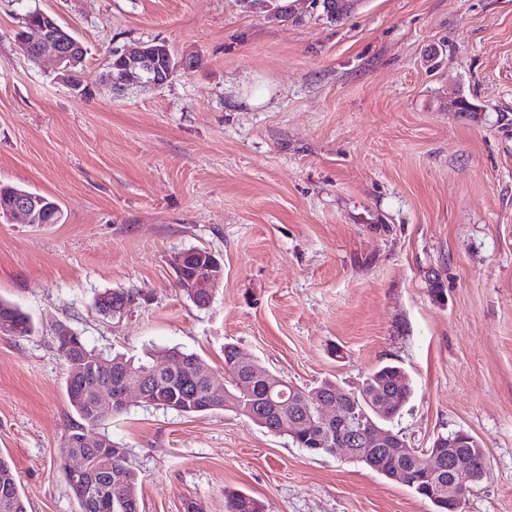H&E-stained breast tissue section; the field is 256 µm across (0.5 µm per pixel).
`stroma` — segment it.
Masks as SVG:
<instances>
[{"instance_id":"stroma-1","label":"stroma","mask_w":512,"mask_h":512,"mask_svg":"<svg viewBox=\"0 0 512 512\" xmlns=\"http://www.w3.org/2000/svg\"><path fill=\"white\" fill-rule=\"evenodd\" d=\"M27 5L87 47L82 91L21 51ZM152 40L192 68L147 91L106 82L112 49ZM0 184L62 209L0 217V298L36 325L0 335V454L28 512H78L60 322L108 353H197L219 377L228 342L301 387L399 365L414 393L395 430L413 448L469 432L488 466L463 512H512V0H360L337 22L237 0H0ZM192 247L224 263L205 309L172 264ZM107 289L139 297L110 319L93 307ZM101 431L139 474L140 512H224L228 490L265 512H434L228 411L134 403Z\"/></svg>"}]
</instances>
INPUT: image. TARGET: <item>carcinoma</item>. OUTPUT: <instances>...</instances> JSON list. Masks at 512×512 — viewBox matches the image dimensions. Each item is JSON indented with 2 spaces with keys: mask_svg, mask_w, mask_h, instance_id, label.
<instances>
[{
  "mask_svg": "<svg viewBox=\"0 0 512 512\" xmlns=\"http://www.w3.org/2000/svg\"><path fill=\"white\" fill-rule=\"evenodd\" d=\"M262 2L261 8L267 12V18L281 20L290 16L291 4L288 0H249V3ZM322 14L330 20L340 19L353 11L345 0H322ZM154 52L151 60L155 71L176 69L181 61L169 48L158 49V43L147 44ZM61 221L58 204L43 197V204L36 223L57 224ZM134 294L125 290H106L94 300V308L104 316H113ZM31 317L17 305L0 299V333L8 336H30L34 333ZM56 350L67 367L66 389L69 404L79 421L73 424L69 436H88L113 415L127 410L120 403L107 412L97 409V392L114 382L116 375L126 380L141 376L148 378L150 387L145 405L174 410L185 415L196 413L193 405L206 397L208 386V366L196 353L169 349V353L182 360L184 368L176 373L160 369L155 363L159 352L155 351L145 360L134 361L121 353L105 356L88 347L76 331L54 336ZM237 346L224 344V389L226 395L211 401V410H224L248 418L268 432L286 436L296 446L311 455H336L334 448H316L312 445L313 432L297 425L304 411L297 405H283L272 409L267 400L270 388L264 379L256 374L242 370L237 362ZM363 392L388 394L395 397L390 410L383 414H369V418L379 427L392 430V423L399 416L404 405L412 396L413 388L408 374L399 366L384 365L374 370L363 381ZM453 439L448 445L446 440ZM463 448L470 452L474 463L482 461L483 450L469 434L457 431L435 439L433 447ZM121 476L118 485L111 486L107 481L109 473ZM88 487L79 494L73 487L70 476H65L68 488L75 498L79 512H139L138 475L129 466L126 452L119 455L101 451L92 454L88 463ZM431 486L436 500L432 504L436 512H448V474L435 475ZM226 512H264V505L258 499L237 491L225 492ZM0 512H27L20 494L16 475L10 461L0 456Z\"/></svg>",
  "mask_w": 512,
  "mask_h": 512,
  "instance_id": "obj_1",
  "label": "carcinoma"
}]
</instances>
